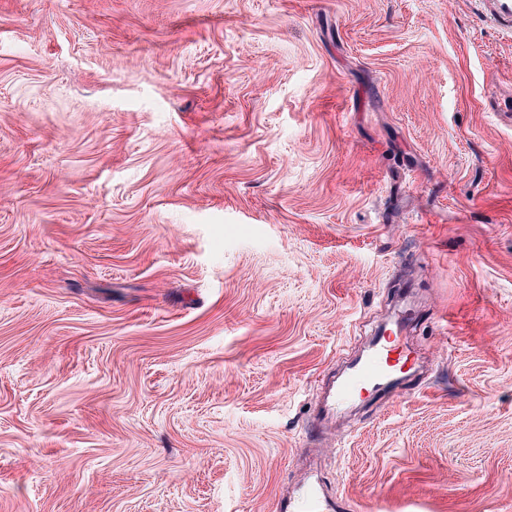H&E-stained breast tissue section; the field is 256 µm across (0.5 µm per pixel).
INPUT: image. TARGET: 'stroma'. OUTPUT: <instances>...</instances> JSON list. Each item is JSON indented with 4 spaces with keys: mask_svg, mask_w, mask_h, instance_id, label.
<instances>
[{
    "mask_svg": "<svg viewBox=\"0 0 512 512\" xmlns=\"http://www.w3.org/2000/svg\"><path fill=\"white\" fill-rule=\"evenodd\" d=\"M510 95L476 0H0V512H512ZM404 327L405 319L401 318L395 329L390 328L375 336L363 355L333 383L328 395V410L332 414L361 400L364 394L377 391L398 367L402 368L411 361L412 352L399 336ZM317 481L307 477L301 487L280 503V512H329Z\"/></svg>",
    "mask_w": 512,
    "mask_h": 512,
    "instance_id": "1",
    "label": "stroma"
}]
</instances>
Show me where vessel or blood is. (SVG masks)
Instances as JSON below:
<instances>
[{
    "label": "vessel or blood",
    "mask_w": 512,
    "mask_h": 512,
    "mask_svg": "<svg viewBox=\"0 0 512 512\" xmlns=\"http://www.w3.org/2000/svg\"><path fill=\"white\" fill-rule=\"evenodd\" d=\"M485 16L496 25L512 29V0H482ZM404 321H397L395 328L379 333L373 338L363 355L350 365L329 390L330 411L351 405L363 395L388 382L397 369L406 366L412 353L400 336ZM280 512H330L321 493L320 485L305 479L301 487L284 499Z\"/></svg>",
    "instance_id": "obj_1"
}]
</instances>
